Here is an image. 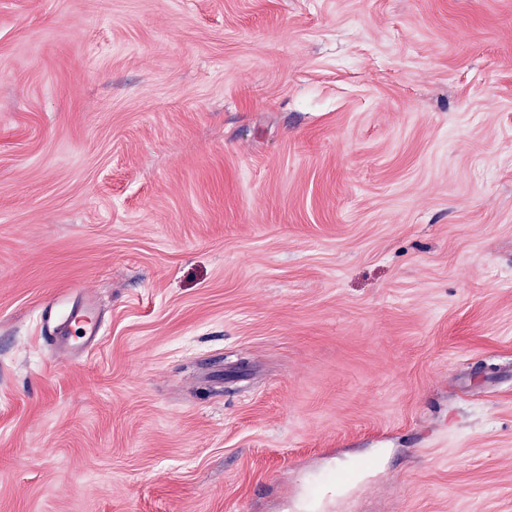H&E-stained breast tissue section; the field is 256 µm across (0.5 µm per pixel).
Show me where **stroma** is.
<instances>
[{"label": "stroma", "instance_id": "35a3bbf8", "mask_svg": "<svg viewBox=\"0 0 512 512\" xmlns=\"http://www.w3.org/2000/svg\"><path fill=\"white\" fill-rule=\"evenodd\" d=\"M333 477L512 512V0H0V512ZM84 301L70 308L61 320L58 315V303H47L42 310L44 337L58 340V352L70 360H78L91 355L100 345V324L95 318L92 307L94 298L83 289ZM67 335L62 336L61 330Z\"/></svg>", "mask_w": 512, "mask_h": 512}]
</instances>
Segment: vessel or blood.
I'll list each match as a JSON object with an SVG mask.
<instances>
[{
	"mask_svg": "<svg viewBox=\"0 0 512 512\" xmlns=\"http://www.w3.org/2000/svg\"><path fill=\"white\" fill-rule=\"evenodd\" d=\"M92 296H85L82 303L70 308L66 316H59L56 303L46 304L42 310L44 335L58 340V352L71 360L91 355L100 345V324L95 318Z\"/></svg>",
	"mask_w": 512,
	"mask_h": 512,
	"instance_id": "b4317fda",
	"label": "vessel or blood"
}]
</instances>
